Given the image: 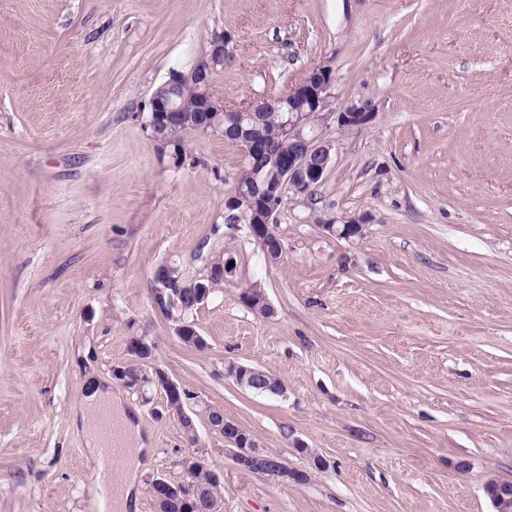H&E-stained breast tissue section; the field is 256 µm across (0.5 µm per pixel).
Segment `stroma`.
Returning <instances> with one entry per match:
<instances>
[{
	"label": "stroma",
	"instance_id": "35a3bbf8",
	"mask_svg": "<svg viewBox=\"0 0 512 512\" xmlns=\"http://www.w3.org/2000/svg\"><path fill=\"white\" fill-rule=\"evenodd\" d=\"M221 33L227 105L316 65L329 111L379 104L362 131L328 128L330 169L289 196L271 263L224 222L241 148L198 134L179 164L147 125L154 90ZM363 215L349 238L320 224ZM227 258L184 315L206 347L185 346L154 271ZM253 285L272 317L241 302ZM133 335L189 391L224 512H492L485 481L512 482V0H0V512H97L72 424L90 375L151 448L138 512L153 478L181 479L162 393L112 375ZM230 362L283 394L240 387ZM212 408L305 480L240 470Z\"/></svg>",
	"mask_w": 512,
	"mask_h": 512
}]
</instances>
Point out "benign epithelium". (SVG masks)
Here are the masks:
<instances>
[{
    "label": "benign epithelium",
    "instance_id": "1",
    "mask_svg": "<svg viewBox=\"0 0 512 512\" xmlns=\"http://www.w3.org/2000/svg\"><path fill=\"white\" fill-rule=\"evenodd\" d=\"M224 57V36H216L210 41V47L202 51L193 66L187 71L174 70L164 86H171L186 79H191L197 86L208 89L213 84L212 74L216 70V61ZM333 77L331 71L324 66L312 67L296 84L290 86L277 102L266 98L251 101L233 109L224 108V100L215 92L204 95L197 108L195 121L197 126L213 133L224 130V133L235 135L243 119L256 117L259 113L288 100V111L283 114L284 136L272 143L266 140L261 131L252 128L242 136L240 146L247 158L268 155L277 160L275 178L270 181L262 194L267 202L262 214L254 213L247 217L246 229L251 238L261 245L265 259L274 262L275 253L268 250L266 240L276 235L275 227L278 215L285 205L288 195H308L314 186L320 183L331 164L333 143L327 139L325 129L330 120L336 121L341 131H360L367 127L376 117L378 105L366 99L353 102L336 114L327 111L331 97ZM171 96L154 92L149 100L150 119L148 125L154 140L162 146H169L167 114L177 112ZM247 192L238 184L224 195V220H229L239 202ZM364 221L349 220L344 224H336L331 220L323 222V227L340 237H351L362 232ZM156 288L154 295L176 301L191 295L193 304L202 305L210 297L213 289L209 284L198 279L183 278L177 280L171 275V267L155 273ZM242 301L255 313L269 315L271 305L260 288H247L241 293ZM177 337L199 349L206 347L204 338L191 325L182 324L177 328ZM128 351L132 359L124 364L113 367V377L127 388L152 385L163 391L165 395L164 409L177 422L191 447L182 460L183 479L173 483L163 476L151 481L150 490L156 506V512H163L162 506L176 497L183 512H200L202 502L210 505L208 512H224V503L209 500L208 488L199 485L194 472L206 470L216 485L223 484L219 473L211 469L205 458L193 450L199 441L193 416L184 407L188 398L187 391L172 380L165 371L153 364V342L146 336H132L128 341ZM225 374L237 385L257 393H276L273 385L263 376V370L250 368L237 363L225 366ZM209 432L222 438L226 444L224 454L230 456L238 468L249 467L255 473L264 474L278 482L295 481L299 475L290 470L278 457L264 452L254 437L236 433V425L224 419V416L207 420ZM484 492L489 498L493 512H512V483L496 482L484 484Z\"/></svg>",
    "mask_w": 512,
    "mask_h": 512
}]
</instances>
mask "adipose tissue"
Masks as SVG:
<instances>
[{
    "label": "adipose tissue",
    "instance_id": "1",
    "mask_svg": "<svg viewBox=\"0 0 512 512\" xmlns=\"http://www.w3.org/2000/svg\"><path fill=\"white\" fill-rule=\"evenodd\" d=\"M106 416L120 429L128 447L127 461L122 479L115 494L109 501L111 512H132L137 506V484L143 466L142 458L147 451V443L138 423L124 408L121 398L99 383L96 378H88L83 401L73 415L76 431L82 436L86 447V460L93 472L103 469L100 448L104 437L100 425L89 424V416Z\"/></svg>",
    "mask_w": 512,
    "mask_h": 512
}]
</instances>
